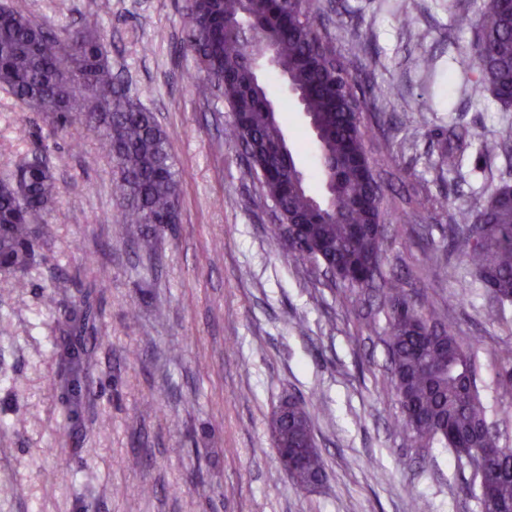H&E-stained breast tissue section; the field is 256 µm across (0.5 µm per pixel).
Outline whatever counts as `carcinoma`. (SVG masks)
Masks as SVG:
<instances>
[{"mask_svg": "<svg viewBox=\"0 0 512 512\" xmlns=\"http://www.w3.org/2000/svg\"><path fill=\"white\" fill-rule=\"evenodd\" d=\"M456 24L477 29L471 63L479 79L472 92H488L512 106V0H481L478 19L463 10ZM184 25L185 50L201 74L195 89L224 99L232 113L225 137L247 154L261 194L291 223L290 235L276 229L272 243L288 241L298 262L333 269L352 288L372 287L385 225L408 217L384 199L370 176L368 127L361 121L369 102L350 94L352 76L320 34L313 0H192ZM266 45L276 51L274 75L300 96V111L317 130L320 183H328L324 209L312 207L314 191L296 150L278 151L285 130L269 109L266 83L249 77L251 57ZM0 87L32 111L52 113L60 131L72 113L83 115L85 131L118 170L122 223L141 233L150 224L178 223L182 174L172 164L168 135L155 114L116 82L96 27L59 37L0 7ZM56 199L54 177L37 155L0 178V273L11 276L14 288L27 286L36 227ZM451 221L462 233L458 252L467 270L494 299L511 302L512 186L494 187L478 212L458 208ZM382 294L389 311L391 385L402 413L395 428L408 432L416 448L443 445L460 464L478 448L498 447L499 437L487 430L471 353L453 325L412 303L399 277L387 280ZM271 426L276 453L286 450L299 459L289 480L298 488L315 486L325 463L305 405L288 401V417L275 410ZM486 501L495 512H512V448L491 464Z\"/></svg>", "mask_w": 512, "mask_h": 512, "instance_id": "obj_1", "label": "carcinoma"}]
</instances>
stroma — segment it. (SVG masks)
Listing matches in <instances>:
<instances>
[{
  "instance_id": "stroma-1",
  "label": "stroma",
  "mask_w": 512,
  "mask_h": 512,
  "mask_svg": "<svg viewBox=\"0 0 512 512\" xmlns=\"http://www.w3.org/2000/svg\"><path fill=\"white\" fill-rule=\"evenodd\" d=\"M476 3L315 0L356 92L377 103L363 115L365 149L385 195L411 216L387 225L381 276L405 278L413 302L454 323L488 420L512 447L501 413L512 398L496 387L512 302L494 301L448 233L451 208H480L489 186L512 185V156L482 152L512 129V110L471 97L475 31L455 25ZM0 5L55 33L96 24L113 74L155 113L182 174L179 223L156 225L143 249L120 221L116 168L80 120L55 131L0 88V175L31 159L36 133L59 191L28 288L0 279V485L14 489L0 512H412L417 499L429 512H482L468 466L393 427L383 300L271 246L273 206L224 137L228 108L193 88L186 0ZM455 131L467 147L452 172ZM103 266L112 278L101 288ZM75 304L89 310L79 332L58 325ZM291 399L306 403L325 461L313 491L277 461L271 417Z\"/></svg>"
}]
</instances>
